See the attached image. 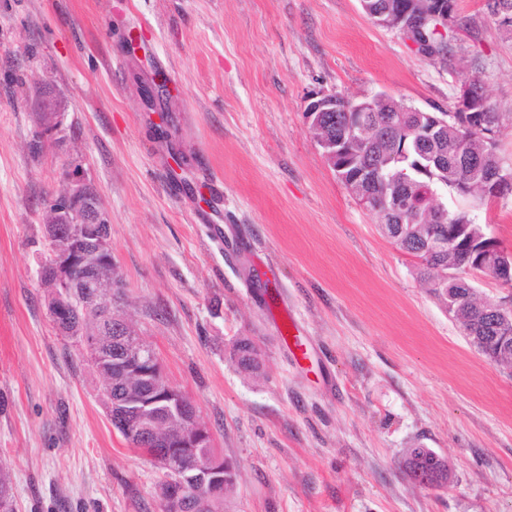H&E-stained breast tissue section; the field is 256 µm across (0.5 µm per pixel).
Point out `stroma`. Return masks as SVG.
Segmentation results:
<instances>
[{
	"mask_svg": "<svg viewBox=\"0 0 512 512\" xmlns=\"http://www.w3.org/2000/svg\"><path fill=\"white\" fill-rule=\"evenodd\" d=\"M487 3L457 0L451 68L360 0H0V460L16 512L163 510L157 467L113 428L40 285L67 167L103 203L119 305L236 468L224 512H512V369L470 345L304 117L322 93L452 112L476 78L512 167V38ZM438 194L512 249V199ZM241 337L259 376L230 358ZM420 446L447 461L444 487L408 475Z\"/></svg>",
	"mask_w": 512,
	"mask_h": 512,
	"instance_id": "1",
	"label": "stroma"
}]
</instances>
